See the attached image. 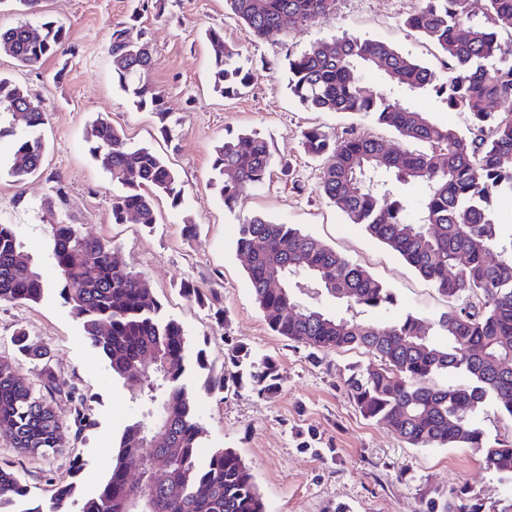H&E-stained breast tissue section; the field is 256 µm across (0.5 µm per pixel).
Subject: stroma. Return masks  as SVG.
<instances>
[{
  "label": "stroma",
  "mask_w": 512,
  "mask_h": 512,
  "mask_svg": "<svg viewBox=\"0 0 512 512\" xmlns=\"http://www.w3.org/2000/svg\"><path fill=\"white\" fill-rule=\"evenodd\" d=\"M415 5L416 0H338L335 14L308 25H288L275 40L262 42L225 9L224 0H41L39 15L69 29L70 42L32 68L16 67L0 54V75L40 104L47 144L41 172L18 183L8 173L13 138L0 137V224L14 225L39 272L56 281L42 205L56 187H63L65 201L57 215L79 224L85 234L111 240L214 371L223 369L228 336L276 358L282 391L271 400L245 389L221 399L206 394L202 380L192 381L209 448H232L241 455L255 474L267 512H335L340 505L347 512H418L425 490L461 484L479 491L492 512L512 491L511 482L486 470L468 449L413 448L364 419L351 405L340 374L352 363L377 365V357L343 349L313 356L308 348L273 333L253 300L245 260L235 246L239 224L261 214L297 225L368 268L394 290L399 311L432 316L447 310L446 298L431 284L321 197L322 163L303 152L301 132L316 125L339 132L349 121L303 108L288 88L286 73L288 56L345 33L391 43L443 71L438 51L403 25ZM39 15L25 14L14 0H0L2 29L37 23ZM117 26L127 27L132 38L152 48L150 80L165 95L169 139L161 138L154 115L135 109L112 77L108 45ZM210 28L223 30L227 42L242 47L258 73L238 97L227 99L212 90L214 50L205 37ZM99 117L110 119L130 142L165 154L179 174L183 203L174 208L158 199L155 230L131 220L112 221L116 188L91 158L86 141L90 124ZM238 130L259 132L276 162L289 163L291 173L274 172L230 212L209 184L211 158L217 141ZM188 219L199 226L191 238L182 233ZM184 279L217 292L223 322L180 296L178 285ZM20 328L35 347L47 351L56 376L86 397L95 424L82 439L43 456L17 455L0 440V463H13L40 495L53 479L75 484L81 493L93 490L110 469L112 443L131 415L129 399L113 383L105 361L58 293L37 304H0V353H12L11 339ZM312 432L320 433L323 454L301 448ZM75 455L83 467L73 473L69 465Z\"/></svg>",
  "instance_id": "1"
}]
</instances>
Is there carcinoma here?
Here are the masks:
<instances>
[{
	"label": "carcinoma",
	"mask_w": 512,
	"mask_h": 512,
	"mask_svg": "<svg viewBox=\"0 0 512 512\" xmlns=\"http://www.w3.org/2000/svg\"><path fill=\"white\" fill-rule=\"evenodd\" d=\"M336 0H225V8L259 40L277 36L286 21L307 23L334 12ZM404 26L431 42L446 59L447 74L436 71L393 45L344 34L319 41L288 56V88L306 108L353 119L346 136L320 126L301 134L312 158L328 156L319 191L368 236L401 258L449 299L469 298L433 317L408 312L386 324L361 314L388 310L391 288L293 224L253 215L239 225L237 251L250 257L245 267L265 322L277 335L316 351L362 349L379 358L377 368L359 365L343 376L344 389L360 415L394 431L413 448H468L487 469L512 479V440L490 442L476 422L493 401L512 419V233L495 211V193L512 195V60L497 54L501 33H512V0H419ZM30 33L22 22L0 29V52L19 67H34L69 39L68 30L45 18ZM215 54L211 81L215 93L238 95L255 78L244 50L207 33ZM112 75L139 110L155 115L167 136L165 96L149 80L152 53L125 28L112 30ZM386 83L379 94L363 86L367 75ZM430 98L469 115L468 134L435 121L414 104ZM26 106V130L17 137L10 173L23 181L43 164L45 145L38 134L44 112L23 88L0 77V114ZM382 125L401 138L426 146L422 151L387 148L360 129ZM93 158L122 187L112 199V223L134 214L148 229L156 224L155 200L174 208L183 200L176 171L149 147L130 145L107 118H98L87 139ZM269 143L256 132H229L214 147L212 185L224 208L271 178ZM417 186L414 206L395 187ZM51 258L58 269L55 287L84 336L107 363L112 379L126 383L137 415L112 446L110 470L96 492L79 495L72 484H57L34 512H266L254 476L237 452L217 448L201 458L204 428L187 383L188 341L180 322L162 311L148 282L127 269L111 241L84 234L55 216ZM458 266L448 275V268ZM287 280L270 288L273 275ZM317 283L319 298L342 306L331 313L308 306L299 294ZM49 290L22 250L13 225L0 224V302L37 303ZM189 302L224 316L220 297L192 280L179 283ZM458 372L464 386L440 385L437 375ZM248 388L272 399L281 391L276 361L242 340L226 344L223 372L209 379L208 391L222 394ZM66 407L61 417L57 406ZM92 419L82 394L46 366L25 382L12 361L0 355V437L19 452L64 447L63 435L82 437ZM158 467L165 480L153 488L132 475ZM31 500L24 474L0 465V503ZM420 512H484L479 492L467 485L423 493Z\"/></svg>",
	"instance_id": "1"
}]
</instances>
